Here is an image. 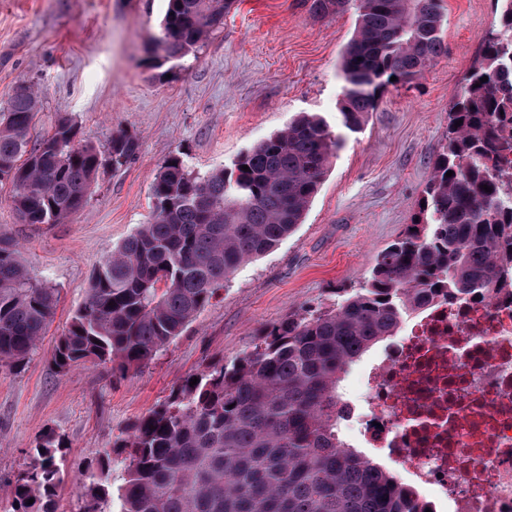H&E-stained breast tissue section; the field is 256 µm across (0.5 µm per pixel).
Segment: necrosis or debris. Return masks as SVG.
I'll list each match as a JSON object with an SVG mask.
<instances>
[{
    "label": "necrosis or debris",
    "mask_w": 512,
    "mask_h": 512,
    "mask_svg": "<svg viewBox=\"0 0 512 512\" xmlns=\"http://www.w3.org/2000/svg\"><path fill=\"white\" fill-rule=\"evenodd\" d=\"M343 427L448 512H512V297L429 305L355 382Z\"/></svg>",
    "instance_id": "necrosis-or-debris-1"
}]
</instances>
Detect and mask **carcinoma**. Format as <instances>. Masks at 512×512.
Masks as SVG:
<instances>
[{
  "label": "carcinoma",
  "instance_id": "1",
  "mask_svg": "<svg viewBox=\"0 0 512 512\" xmlns=\"http://www.w3.org/2000/svg\"><path fill=\"white\" fill-rule=\"evenodd\" d=\"M231 4L168 0L154 60L187 56L224 25ZM310 9L356 13L341 58L340 115L350 131L383 90L411 82L445 52L439 0H311ZM37 109L25 82L0 109V182L11 183L25 223L59 224L85 206L101 168L118 170L136 156L138 141L119 133L100 150L82 143L68 120L33 141ZM342 142L323 118L305 114L229 169L195 173L180 152L164 160L153 178L151 219L98 266L55 345L56 371L90 362L124 372L150 363L240 266L303 223ZM511 153L512 0H501L495 28L449 102L414 223L377 256L362 287L337 291L331 309L266 326L251 351L195 374L193 386L185 379L116 440L101 470L107 476L122 466L119 512H426L413 488L341 438V382L430 302L512 295V169L500 163ZM56 307L57 290L34 281L18 243L0 237L1 368L30 359ZM62 447L55 431L43 435L7 512H54ZM110 497L112 486L95 483L82 512H104Z\"/></svg>",
  "mask_w": 512,
  "mask_h": 512
}]
</instances>
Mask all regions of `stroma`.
I'll list each match as a JSON object with an SVG mask.
<instances>
[{
	"label": "stroma",
	"instance_id": "35a3bbf8",
	"mask_svg": "<svg viewBox=\"0 0 512 512\" xmlns=\"http://www.w3.org/2000/svg\"><path fill=\"white\" fill-rule=\"evenodd\" d=\"M311 0H234L223 27L186 57L154 66L151 39L167 0H0V106L20 82L38 94L30 135L60 120L107 146L139 151L100 169L85 207L64 223H24L0 183V235L18 241L31 277L59 291L55 318L30 361L0 369V512L44 432L61 436L56 512H81L104 451L188 376L251 350L259 331L360 287L375 257L412 223L448 124V104L486 41L496 0H441L445 52L406 86L387 87L360 130L341 125V54L354 12L318 17ZM302 112L344 143L303 224L242 265L183 333L145 368L79 364L57 373L56 341L82 306L99 261L153 211L160 163L182 152L205 173L231 167Z\"/></svg>",
	"mask_w": 512,
	"mask_h": 512
}]
</instances>
